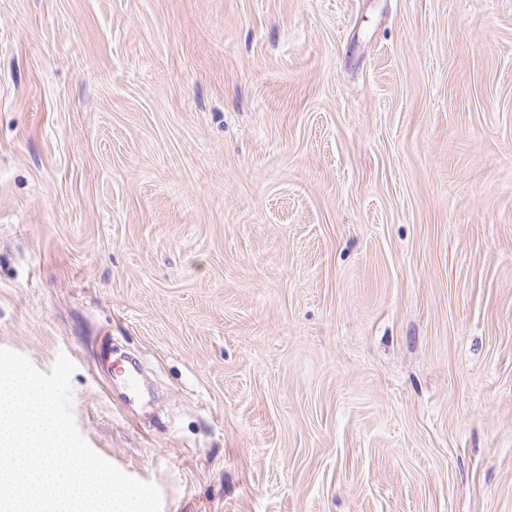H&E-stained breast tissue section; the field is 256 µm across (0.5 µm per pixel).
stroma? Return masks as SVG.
I'll use <instances>...</instances> for the list:
<instances>
[{
    "instance_id": "1",
    "label": "stroma",
    "mask_w": 512,
    "mask_h": 512,
    "mask_svg": "<svg viewBox=\"0 0 512 512\" xmlns=\"http://www.w3.org/2000/svg\"><path fill=\"white\" fill-rule=\"evenodd\" d=\"M0 348L162 512H512V0H0Z\"/></svg>"
}]
</instances>
